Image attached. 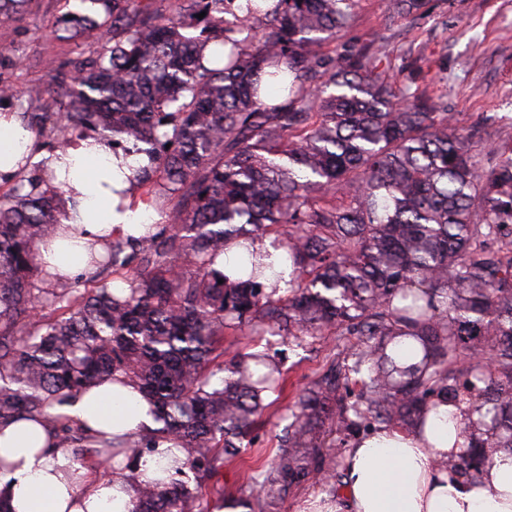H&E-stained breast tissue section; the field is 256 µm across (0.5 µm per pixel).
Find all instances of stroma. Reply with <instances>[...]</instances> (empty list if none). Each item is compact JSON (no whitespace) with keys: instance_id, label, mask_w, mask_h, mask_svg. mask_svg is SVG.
I'll return each instance as SVG.
<instances>
[{"instance_id":"35a3bbf8","label":"stroma","mask_w":512,"mask_h":512,"mask_svg":"<svg viewBox=\"0 0 512 512\" xmlns=\"http://www.w3.org/2000/svg\"><path fill=\"white\" fill-rule=\"evenodd\" d=\"M56 9V0H37L22 20L0 22V80L20 89L46 84L47 60L68 63L95 52L93 41L61 43L50 34ZM340 39L383 47L397 80L415 75L420 87L446 96L460 126L487 128L482 152L512 134V0H428L407 16L394 14L389 0H360ZM251 344L279 352L288 378L286 391L264 411L255 432L256 447L270 452L298 389L339 348L332 336L298 347L278 336L251 342L228 333L224 355L233 357Z\"/></svg>"}]
</instances>
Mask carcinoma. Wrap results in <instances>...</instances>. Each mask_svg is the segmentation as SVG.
<instances>
[{
    "instance_id": "cac0c4a2",
    "label": "carcinoma",
    "mask_w": 512,
    "mask_h": 512,
    "mask_svg": "<svg viewBox=\"0 0 512 512\" xmlns=\"http://www.w3.org/2000/svg\"><path fill=\"white\" fill-rule=\"evenodd\" d=\"M52 33L92 38V55L53 65L61 112H29L48 137L94 133L165 215L139 236L86 248L97 276L41 288L44 240H71L64 190L38 169L0 196V426L30 417L82 467L112 466L131 512H278L302 490L334 496L347 451L380 427L424 431L427 410L465 405L464 448L442 466L477 479L512 453V140L481 158L483 130L448 117L442 95L393 78L385 53L324 46L358 0H57ZM32 0H0V16ZM205 13L198 18L197 14ZM211 52H206L208 46ZM291 228L292 280L255 244ZM242 260L218 268L224 246ZM223 283H218V280ZM261 325L300 344L355 342L296 395L278 448L224 498V463L242 456L287 379L265 351L224 360V332ZM121 376L156 427L115 442L54 409ZM169 439L159 476L135 467Z\"/></svg>"
}]
</instances>
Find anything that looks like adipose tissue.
Here are the masks:
<instances>
[{
    "instance_id": "ef3b65f1",
    "label": "adipose tissue",
    "mask_w": 512,
    "mask_h": 512,
    "mask_svg": "<svg viewBox=\"0 0 512 512\" xmlns=\"http://www.w3.org/2000/svg\"><path fill=\"white\" fill-rule=\"evenodd\" d=\"M35 153V138L20 114L0 107V183L10 181L21 157ZM40 156L46 171L73 188L86 243L126 237L153 216L137 185L124 182L114 166L111 145L97 135ZM41 255L47 275L92 273L83 247L57 241ZM148 409L133 385L105 381L78 393L61 412L91 431L133 437L152 426ZM461 415L443 403L429 411L425 434L384 428L359 441L346 457L342 493L308 497L300 512H512V455H497L475 481L441 467V459L463 448ZM50 442L33 421L0 428V455L16 465L0 473V492L13 512H130V493L52 451Z\"/></svg>"
}]
</instances>
